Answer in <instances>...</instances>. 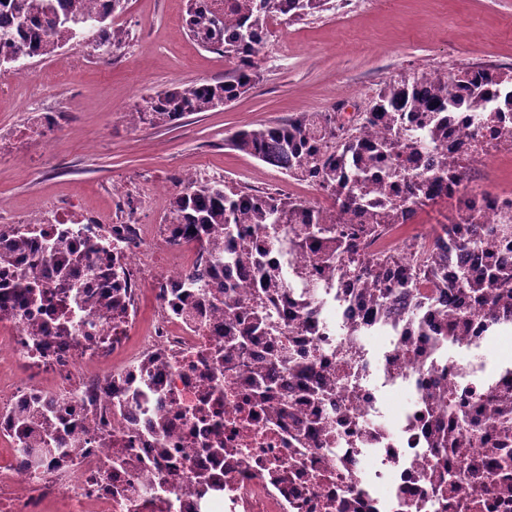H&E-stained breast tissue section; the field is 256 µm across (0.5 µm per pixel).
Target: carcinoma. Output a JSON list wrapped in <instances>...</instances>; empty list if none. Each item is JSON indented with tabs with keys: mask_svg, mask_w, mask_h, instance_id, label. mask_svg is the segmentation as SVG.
Listing matches in <instances>:
<instances>
[{
	"mask_svg": "<svg viewBox=\"0 0 512 512\" xmlns=\"http://www.w3.org/2000/svg\"><path fill=\"white\" fill-rule=\"evenodd\" d=\"M87 0H0V62L15 61L53 53L79 36L85 28L97 29L101 39L112 36V46L122 43L121 33L110 19L124 8V0H109L108 7L96 14L87 12ZM334 8L331 0H187L185 25L189 35L207 50H215L235 62L224 80L194 82L173 88L144 100L138 108L139 122L174 124L192 112H210L247 93L256 82L255 58L264 46L271 20L285 16L300 18L314 10ZM497 87L492 111H512V76L483 69L482 79L472 70L433 74L412 81L402 79L384 84L370 109L353 124L337 125L323 112H302L281 125L260 123L241 129L225 139L226 145L276 167L298 180H309L329 190L341 206L358 209L367 206L366 185L377 183L374 192L387 197L392 183L404 182V198L424 208L433 205L423 179L405 176V163L411 154L427 149L437 139L448 138V113L486 110L488 90ZM418 121L419 135L402 142L405 113ZM385 123V140H365L372 116ZM171 219L179 224L178 235L198 244L205 258L226 255L231 265L258 274L259 292L246 298H233L230 282L194 274L191 285L224 303V347L216 350L215 363L224 362V348L235 347L247 336L270 329L275 296L288 287L284 277L263 261L264 239L278 228L302 224L301 231L289 237L292 247L334 262L335 257L352 254L353 239L359 230L342 229L327 223L323 213L309 204L272 192L250 194L222 181L199 182L170 199ZM370 224H395L396 202H381V208L368 213ZM28 247L16 240L0 250V265L15 262V255ZM41 261L52 266L63 281L62 291L72 294L76 285L72 270L83 265L91 274L105 271L107 259L83 253L66 242L57 243L42 254Z\"/></svg>",
	"mask_w": 512,
	"mask_h": 512,
	"instance_id": "obj_1",
	"label": "carcinoma"
}]
</instances>
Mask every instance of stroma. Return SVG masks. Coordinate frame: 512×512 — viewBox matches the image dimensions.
<instances>
[{"label": "stroma", "instance_id": "35a3bbf8", "mask_svg": "<svg viewBox=\"0 0 512 512\" xmlns=\"http://www.w3.org/2000/svg\"><path fill=\"white\" fill-rule=\"evenodd\" d=\"M334 9L285 23L287 51L269 43L258 80L231 104L172 125L132 123L144 99L197 81L223 79L230 63L191 39L181 22L186 0H127L116 23L124 41L111 55L57 76L56 63L84 55L83 39L50 56L0 69V202L30 212L47 199L79 200L92 212L119 214L139 199L117 197L119 182L165 183L208 166L256 190H281L316 202L308 182L281 174L225 146L236 129L300 112L365 110L384 82L482 66L512 69V0H333ZM51 101L68 121L42 144L19 131L29 109Z\"/></svg>", "mask_w": 512, "mask_h": 512}]
</instances>
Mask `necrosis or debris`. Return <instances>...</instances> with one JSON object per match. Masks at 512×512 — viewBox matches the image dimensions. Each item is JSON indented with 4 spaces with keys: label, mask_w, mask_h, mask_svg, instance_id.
I'll return each instance as SVG.
<instances>
[{
    "label": "necrosis or debris",
    "mask_w": 512,
    "mask_h": 512,
    "mask_svg": "<svg viewBox=\"0 0 512 512\" xmlns=\"http://www.w3.org/2000/svg\"><path fill=\"white\" fill-rule=\"evenodd\" d=\"M448 177L430 176L436 156ZM512 114L451 115L448 139L412 160L450 226L431 282L386 307L362 282L323 271L310 254L268 241L287 270L279 318L246 351L224 349V307L187 305L195 262L158 266L140 210L121 223L80 201L41 204L34 216L0 211V241L24 237L18 256L39 285L26 299L0 266V512H512ZM359 235L354 257L373 265L414 237L419 213ZM481 244L462 248L465 225ZM103 249L111 274L78 276L68 314L51 309L58 278L38 250L57 241ZM308 269L300 277L299 269ZM151 293V323L142 295ZM120 298V314L99 310ZM223 349L234 365L214 370ZM287 367L273 366L275 355ZM267 375L258 394L256 370ZM411 401L392 410V392ZM165 434L154 429L156 418ZM68 431L46 447L52 428ZM220 490L200 496L198 475Z\"/></svg>",
    "instance_id": "obj_1"
}]
</instances>
